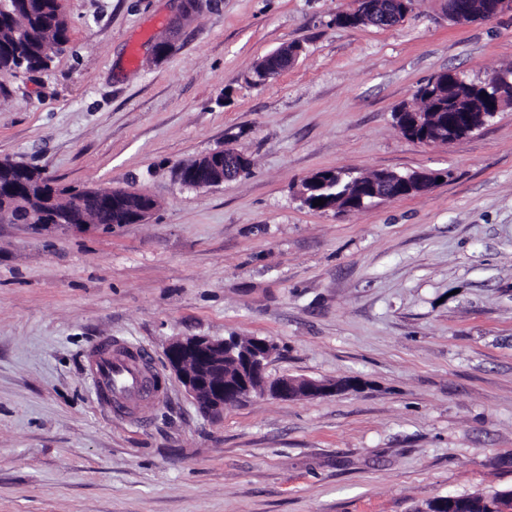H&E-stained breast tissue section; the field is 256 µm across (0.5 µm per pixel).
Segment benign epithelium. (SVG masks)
<instances>
[{
    "label": "benign epithelium",
    "mask_w": 512,
    "mask_h": 512,
    "mask_svg": "<svg viewBox=\"0 0 512 512\" xmlns=\"http://www.w3.org/2000/svg\"><path fill=\"white\" fill-rule=\"evenodd\" d=\"M205 3L212 0H182L179 15L170 26L168 33L153 42L154 58L163 57V51L173 44V33L181 24L195 15ZM512 11V0H486L481 5L471 0H458L447 10L448 20L463 25L473 20H484ZM355 25L370 19L380 27H391L401 22L406 13L398 8L397 0H356L354 6L343 11ZM512 106V92H498L484 100L482 111L462 115L448 114L438 122L428 124L419 112H396L394 117L401 133L422 138L430 146H448L478 131L504 107ZM249 156L240 150L222 148L182 164L178 179L187 188L195 190L219 186L232 180L247 167ZM440 173L433 171H412L398 173L379 170L370 181L359 185L356 191L336 197L330 209L344 213L367 208L381 201L395 200L402 196H416L429 192L438 182ZM329 178L314 174L308 177V187H299L297 196L302 204L314 198L311 186L326 183ZM121 214L124 224L146 222L157 208V201L149 194L133 188L97 186L71 194L67 211L54 223L41 224L44 231H80L89 228L84 216L106 202ZM276 345L271 340L255 336L249 349L240 351L233 338L212 336H178L170 340L165 350L167 368L176 376L186 394L200 411L211 418L224 416V409L230 404L224 402L227 395L244 399L253 394L268 395L281 400L297 398L328 397L355 388L351 382L344 386L334 381L315 380L302 377L282 376L271 380L267 370L276 355ZM237 360L238 368L232 374L224 373V358Z\"/></svg>",
    "instance_id": "7a95c632"
}]
</instances>
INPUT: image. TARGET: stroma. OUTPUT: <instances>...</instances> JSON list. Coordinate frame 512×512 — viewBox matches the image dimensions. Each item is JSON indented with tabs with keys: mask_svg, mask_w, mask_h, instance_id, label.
Masks as SVG:
<instances>
[{
	"mask_svg": "<svg viewBox=\"0 0 512 512\" xmlns=\"http://www.w3.org/2000/svg\"><path fill=\"white\" fill-rule=\"evenodd\" d=\"M353 0H214L154 59L180 0H63L67 50L0 77V158L59 185H132L144 224H0V512H415L512 490V107L446 147L393 112L428 78L512 65V13L336 26ZM301 44L256 83L255 62ZM223 147L251 173L204 190L178 166ZM327 169L437 171L427 194L301 205ZM266 336L270 377L359 389L250 397L204 417L165 365L177 336ZM146 347L160 396L110 416L103 338Z\"/></svg>",
	"mask_w": 512,
	"mask_h": 512,
	"instance_id": "1",
	"label": "stroma"
}]
</instances>
